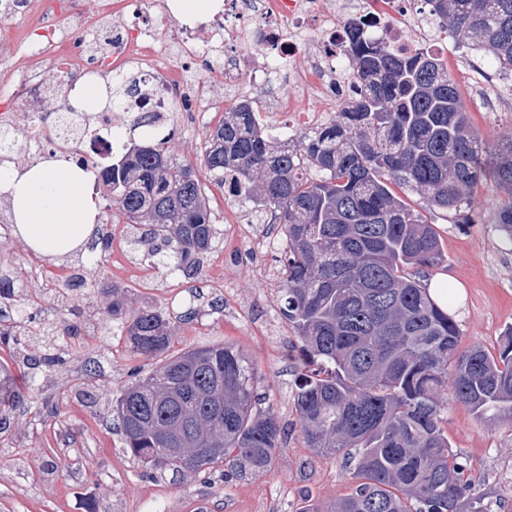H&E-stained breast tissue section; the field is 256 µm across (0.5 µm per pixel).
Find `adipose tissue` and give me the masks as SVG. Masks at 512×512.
<instances>
[{
	"label": "adipose tissue",
	"mask_w": 512,
	"mask_h": 512,
	"mask_svg": "<svg viewBox=\"0 0 512 512\" xmlns=\"http://www.w3.org/2000/svg\"><path fill=\"white\" fill-rule=\"evenodd\" d=\"M92 173L55 160L0 161V200L16 234L36 253L61 258L81 249L96 222Z\"/></svg>",
	"instance_id": "adipose-tissue-1"
}]
</instances>
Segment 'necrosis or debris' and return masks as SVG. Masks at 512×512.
I'll return each mask as SVG.
<instances>
[{
	"label": "necrosis or debris",
	"instance_id": "obj_1",
	"mask_svg": "<svg viewBox=\"0 0 512 512\" xmlns=\"http://www.w3.org/2000/svg\"><path fill=\"white\" fill-rule=\"evenodd\" d=\"M421 0H341L338 11H325L322 0H223L208 28L198 20L179 15L177 0H100L94 14H87L79 0H9L6 14L26 19L25 40L38 44L35 52L6 60L18 81L0 99V126L16 128L13 101H21L32 122L38 153L49 152L62 161L71 158L67 135L56 115H45L49 97L73 102L86 81L100 80L104 69L123 75V67L137 63L135 75L142 92L129 97L118 112H98L89 130L83 157H103L115 141L108 128H120L132 117L146 114L155 122L168 119L174 105L186 107L185 119L194 124L212 111L222 96L247 93L267 104L258 124L277 137L299 129L318 127L336 102V92L346 89V17L365 20L370 38L385 35L399 49L414 50L426 39L431 22ZM125 13L151 15L174 22L165 56H158L149 31L120 22ZM70 16L61 26V16ZM317 30H309L310 19ZM224 51L209 79L191 80L178 61L208 54L214 44ZM305 55L303 68L293 65ZM321 105L308 108V101Z\"/></svg>",
	"mask_w": 512,
	"mask_h": 512
}]
</instances>
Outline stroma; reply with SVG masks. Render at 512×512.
Here are the masks:
<instances>
[{"label": "stroma", "mask_w": 512, "mask_h": 512, "mask_svg": "<svg viewBox=\"0 0 512 512\" xmlns=\"http://www.w3.org/2000/svg\"><path fill=\"white\" fill-rule=\"evenodd\" d=\"M430 49L448 65L474 127L486 143L512 133V75L486 83L480 70H492L489 53L466 52L452 38L436 33ZM220 105L195 125L174 120L159 127L168 136V152L178 162L199 166L210 130L228 112ZM99 218L97 236L64 261L37 254L13 234H0V259L29 274V303L49 322L62 318L57 301L79 261H86L87 285L74 306L90 324L69 338L64 366H32L23 354L52 350L57 337L43 331L27 336L23 354L0 350V385H9L16 408L9 431L0 434V512H300L305 503L327 508L349 493L340 459L317 456L303 448L293 428V367L287 357L295 336L277 308L279 267L267 243L279 229L256 224L236 197L212 181L204 190L220 235L204 255L198 276L168 277L133 259L120 214L107 211L109 191L95 184ZM410 204L435 224L447 257L437 273L455 293L452 314L461 346L479 344L497 351L506 324L512 323V246L494 223L495 192L479 189L471 200L473 223H454L451 214L430 209L418 194ZM250 237L234 236L237 224ZM112 238L100 265L88 264L99 235ZM223 287H215V279ZM123 287L134 305L159 307L174 315V350L231 344L257 368V392L273 400L281 424L289 428L275 468L269 475L228 481L223 470L183 478L164 470L145 473L123 447L112 402L130 380L128 370L142 372L155 360L133 357L119 332L107 330L104 307L113 286ZM194 317H186L187 309ZM442 426L454 453L467 463V474L493 512H512V426L478 418L452 401Z\"/></svg>", "instance_id": "obj_1"}]
</instances>
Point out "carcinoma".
I'll use <instances>...</instances> for the list:
<instances>
[{"instance_id": "1", "label": "carcinoma", "mask_w": 512, "mask_h": 512, "mask_svg": "<svg viewBox=\"0 0 512 512\" xmlns=\"http://www.w3.org/2000/svg\"><path fill=\"white\" fill-rule=\"evenodd\" d=\"M440 30L488 52L512 73V0H425ZM357 94L337 119L300 141L270 136L249 99L206 142L202 165L232 182L258 224L281 225L280 315L298 339L293 404L304 447L343 458L352 491L328 512H490L441 428L445 390L479 418L512 423V323L496 353L460 350V330L421 279L446 258L434 225L403 198L474 222L470 199L498 193L497 230L512 244V136L488 146L472 127L447 64L421 48L401 54L347 22ZM97 172L131 224L129 250L165 275H196L217 229L201 181L146 132ZM0 263V329L17 349L35 315ZM112 288V319L131 352L158 366L125 387L114 412L124 448L149 470L224 479L270 474L285 441L273 403L257 407L256 370L219 344L170 353V318L153 306L127 315Z\"/></svg>"}]
</instances>
